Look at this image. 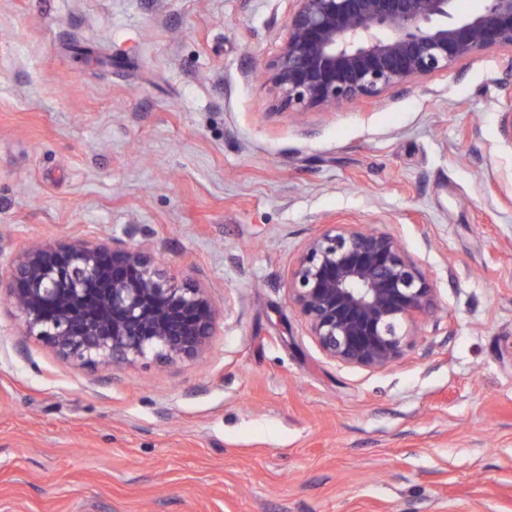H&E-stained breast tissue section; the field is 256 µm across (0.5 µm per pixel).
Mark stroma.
<instances>
[{
	"label": "stroma",
	"instance_id": "obj_1",
	"mask_svg": "<svg viewBox=\"0 0 512 512\" xmlns=\"http://www.w3.org/2000/svg\"><path fill=\"white\" fill-rule=\"evenodd\" d=\"M289 0H0V272L109 237L204 283V361L80 368L0 297V512H512V110L499 52L303 112L257 69ZM396 236L436 319L326 360L288 268Z\"/></svg>",
	"mask_w": 512,
	"mask_h": 512
}]
</instances>
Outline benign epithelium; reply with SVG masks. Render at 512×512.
<instances>
[{"label": "benign epithelium", "instance_id": "benign-epithelium-1", "mask_svg": "<svg viewBox=\"0 0 512 512\" xmlns=\"http://www.w3.org/2000/svg\"><path fill=\"white\" fill-rule=\"evenodd\" d=\"M456 17L454 0H292L286 35L263 76L301 110L377 98L494 49L512 84V0H483ZM20 335L80 367L148 356L200 359L218 311L209 288L158 264L146 245L35 242L0 286ZM285 288L328 360L384 370L403 356L411 327L436 313L427 274L383 231L324 224L297 250Z\"/></svg>", "mask_w": 512, "mask_h": 512}]
</instances>
